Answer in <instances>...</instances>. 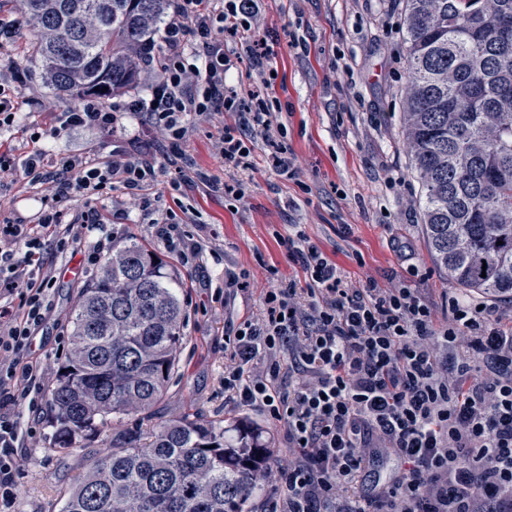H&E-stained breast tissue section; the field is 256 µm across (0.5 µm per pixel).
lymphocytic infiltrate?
<instances>
[{"mask_svg":"<svg viewBox=\"0 0 512 512\" xmlns=\"http://www.w3.org/2000/svg\"><path fill=\"white\" fill-rule=\"evenodd\" d=\"M176 3L164 51L144 62L157 75L149 94L82 97L47 137L81 128L108 141L120 116L133 114L180 140L191 116L235 112L239 123L215 143L225 164L251 170L262 142L267 166L293 174L272 100L227 84L238 58L211 36L239 41L264 73L273 50L253 25L258 0ZM151 148L92 160L73 152L51 173L35 151L21 169L44 193L37 223L0 205V512H15V474L47 382L32 350L53 311L54 269L43 255L87 238L94 267L112 251L96 213L70 221L62 205L115 188L139 200L157 176ZM288 257L302 279L278 281L259 317L224 336L225 394L284 427L288 457L264 471L275 493L264 512H512V303L455 293L441 312L400 281L352 283L300 232L288 238Z\"/></svg>","mask_w":512,"mask_h":512,"instance_id":"f902f5d3","label":"lymphocytic infiltrate"}]
</instances>
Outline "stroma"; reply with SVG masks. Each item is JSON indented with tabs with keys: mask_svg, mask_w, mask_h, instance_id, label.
Segmentation results:
<instances>
[{
	"mask_svg": "<svg viewBox=\"0 0 512 512\" xmlns=\"http://www.w3.org/2000/svg\"><path fill=\"white\" fill-rule=\"evenodd\" d=\"M259 17L273 49V73L260 79L244 56L228 80L245 87L267 82L299 176L290 179L266 168L263 144L255 151L254 170L225 166L214 143L234 115L195 116L185 138L174 146L159 140L156 155L182 151L206 173V180L181 183L178 163L165 162L143 192L148 207L131 205L121 211L109 196L98 195L72 202L68 216L95 211L106 230L147 245L180 279L185 329L173 379L152 417H126L122 430L146 432L155 422L183 416L225 425L245 418L262 431L276 456L284 457L283 425L224 400L225 330L259 316L262 292L272 284L268 269H276L283 279L301 276L289 262L282 238L300 227L351 280L370 278L385 286L398 276L440 307L450 286L428 250L419 186L403 144V0H261ZM32 39L25 28L11 45L0 48V78L14 80L23 99L21 122L0 130V152L20 159L33 147V132L53 125L55 113L68 108L43 83L39 61L29 51ZM147 135L138 116L125 115L112 143L89 130H67L46 147L55 160L74 151L98 158L111 144L127 145ZM236 181L244 195L235 202L225 198L224 186ZM0 197L12 201L13 216L36 223L42 202L24 176L0 185ZM164 211L175 214L202 242L200 265L184 264L158 236L153 220ZM344 224L351 227L346 236L340 232ZM86 248V242H78L55 260L51 295L55 315L65 323L89 279L86 271L70 272ZM232 276L245 282L246 290L225 294ZM39 406L38 432L16 475L17 512H57L93 453L106 444L100 437L85 448L55 451L47 399H40Z\"/></svg>",
	"mask_w": 512,
	"mask_h": 512,
	"instance_id": "1",
	"label": "stroma"
}]
</instances>
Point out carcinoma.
Returning a JSON list of instances; mask_svg holds the SVG:
<instances>
[{
	"label": "carcinoma",
	"instance_id": "1",
	"mask_svg": "<svg viewBox=\"0 0 512 512\" xmlns=\"http://www.w3.org/2000/svg\"><path fill=\"white\" fill-rule=\"evenodd\" d=\"M404 142L423 227L448 282L512 299V0H404ZM171 0H25L32 49L71 101L131 89ZM132 238L112 242L71 315L72 347L48 390L60 452L152 414L184 338L179 284ZM226 436L199 416L123 434L65 493L59 512H249L274 452L240 418Z\"/></svg>",
	"mask_w": 512,
	"mask_h": 512
}]
</instances>
